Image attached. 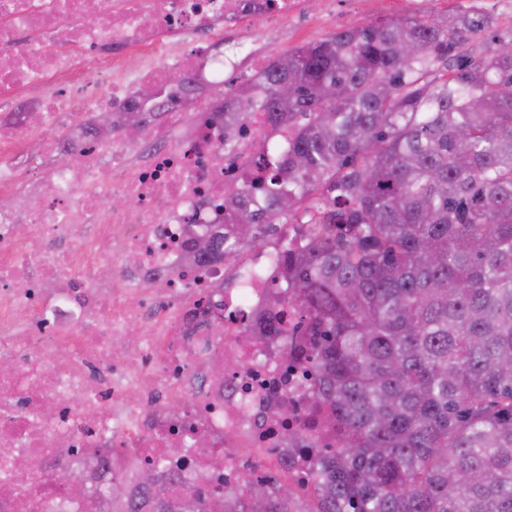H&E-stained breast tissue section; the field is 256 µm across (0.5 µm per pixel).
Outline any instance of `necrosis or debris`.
Returning <instances> with one entry per match:
<instances>
[{"mask_svg": "<svg viewBox=\"0 0 512 512\" xmlns=\"http://www.w3.org/2000/svg\"><path fill=\"white\" fill-rule=\"evenodd\" d=\"M305 3L0 0V512H111L57 469L124 477L136 499L128 474L155 458L174 505L247 484L272 496L283 477L307 486L336 445L303 355L254 331L282 280L279 239L251 251L228 234L205 260L191 243L288 142L261 112L225 127L214 94L230 75L258 84L254 36ZM106 112L140 113L135 136L92 129Z\"/></svg>", "mask_w": 512, "mask_h": 512, "instance_id": "1", "label": "necrosis or debris"}]
</instances>
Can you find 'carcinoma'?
I'll return each mask as SVG.
<instances>
[{
	"label": "carcinoma",
	"mask_w": 512,
	"mask_h": 512,
	"mask_svg": "<svg viewBox=\"0 0 512 512\" xmlns=\"http://www.w3.org/2000/svg\"><path fill=\"white\" fill-rule=\"evenodd\" d=\"M489 28L407 12L227 93L292 129L224 210L244 244L293 225L288 302L340 430L310 487L247 485L245 512H512V48Z\"/></svg>",
	"instance_id": "carcinoma-1"
}]
</instances>
